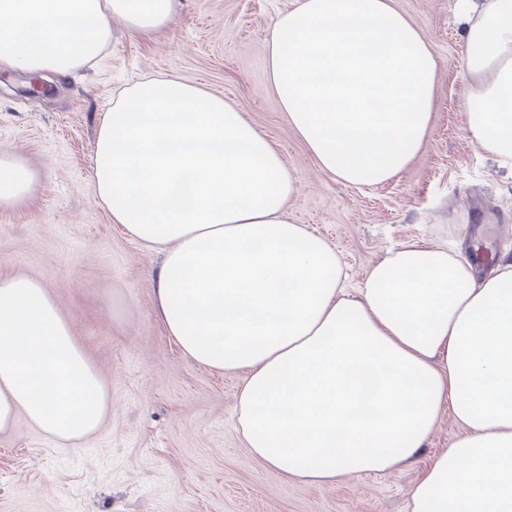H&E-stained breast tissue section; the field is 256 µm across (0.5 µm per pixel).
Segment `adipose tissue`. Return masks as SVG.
Instances as JSON below:
<instances>
[{"mask_svg": "<svg viewBox=\"0 0 512 512\" xmlns=\"http://www.w3.org/2000/svg\"><path fill=\"white\" fill-rule=\"evenodd\" d=\"M178 0H0V66L50 79L107 48L114 25L149 37ZM472 51L467 130L512 164V0H457ZM270 84L317 165L383 183L424 143L436 62L394 0H298L272 24ZM93 177L115 223L163 259L154 313L182 354L243 373L237 428L284 477L333 482L413 458L443 416L463 434L409 491L410 512H512V262L401 243L346 292L325 239L293 222L294 176L241 109L152 80L120 95ZM35 180L0 154V206ZM106 386L41 282L0 276V431L17 413L79 441Z\"/></svg>", "mask_w": 512, "mask_h": 512, "instance_id": "1", "label": "adipose tissue"}]
</instances>
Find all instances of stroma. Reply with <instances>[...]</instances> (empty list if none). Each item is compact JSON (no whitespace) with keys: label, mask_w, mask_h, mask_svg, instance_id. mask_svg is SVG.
<instances>
[{"label":"stroma","mask_w":512,"mask_h":512,"mask_svg":"<svg viewBox=\"0 0 512 512\" xmlns=\"http://www.w3.org/2000/svg\"><path fill=\"white\" fill-rule=\"evenodd\" d=\"M455 0H395L437 61L430 131L391 180L347 185L321 171L270 85L266 41L297 0H179L161 33L112 31L103 58L26 94L0 70V151L34 172L31 192L0 207V275L41 280L103 376L111 411L78 442L17 415L0 432V512H409V489L461 437L451 417L416 457L382 474L308 483L283 477L236 429L242 374L185 357L154 316L157 250L113 223L91 179L99 126L120 93L176 78L238 104L294 177L292 219L335 247L356 287L410 239L459 245L481 274L512 260V167L467 131L469 48Z\"/></svg>","instance_id":"stroma-1"}]
</instances>
